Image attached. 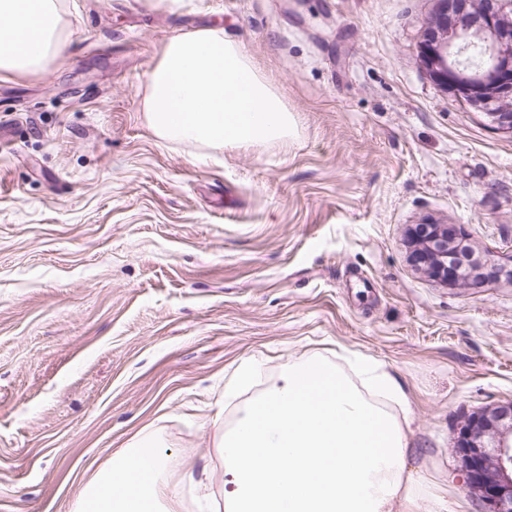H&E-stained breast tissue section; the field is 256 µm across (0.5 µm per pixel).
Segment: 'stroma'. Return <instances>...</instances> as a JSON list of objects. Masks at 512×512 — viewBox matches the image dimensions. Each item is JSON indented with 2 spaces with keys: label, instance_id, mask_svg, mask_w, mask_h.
Returning <instances> with one entry per match:
<instances>
[{
  "label": "stroma",
  "instance_id": "stroma-1",
  "mask_svg": "<svg viewBox=\"0 0 512 512\" xmlns=\"http://www.w3.org/2000/svg\"><path fill=\"white\" fill-rule=\"evenodd\" d=\"M432 0H60L64 47L0 72V512H73L137 433L224 483L214 417L261 379L356 351L398 379L407 464L477 512L463 418L512 400V281L417 270L407 230L459 225L512 268V135L435 87ZM219 27L299 120L292 140L159 139L144 109L168 41ZM256 378L257 374L252 366L246 365L240 368L235 375L232 387L224 393V397L231 400L250 392L256 385Z\"/></svg>",
  "mask_w": 512,
  "mask_h": 512
}]
</instances>
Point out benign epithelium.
<instances>
[{
  "label": "benign epithelium",
  "instance_id": "7a95c632",
  "mask_svg": "<svg viewBox=\"0 0 512 512\" xmlns=\"http://www.w3.org/2000/svg\"><path fill=\"white\" fill-rule=\"evenodd\" d=\"M417 54L431 83L512 135V0H434ZM408 237L414 263L446 285L476 280L488 266L512 279L490 253L466 251L452 224H416ZM455 452L480 512H512V401L468 415Z\"/></svg>",
  "mask_w": 512,
  "mask_h": 512
}]
</instances>
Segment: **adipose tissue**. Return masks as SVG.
<instances>
[{
	"label": "adipose tissue",
	"instance_id": "ef3b65f1",
	"mask_svg": "<svg viewBox=\"0 0 512 512\" xmlns=\"http://www.w3.org/2000/svg\"><path fill=\"white\" fill-rule=\"evenodd\" d=\"M59 22L58 0H0V72L43 68L63 45ZM256 378L244 366L226 393L251 400L218 441L224 493L195 484L212 512H412L428 496L406 466L408 397L382 363L314 354L258 394ZM166 466L158 441L133 437L81 487L77 512H178Z\"/></svg>",
	"mask_w": 512,
	"mask_h": 512
}]
</instances>
